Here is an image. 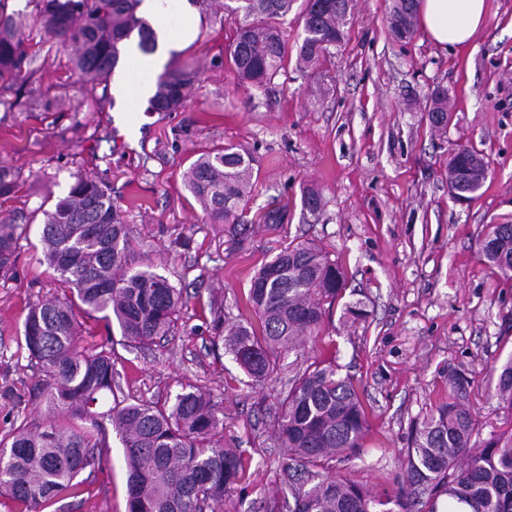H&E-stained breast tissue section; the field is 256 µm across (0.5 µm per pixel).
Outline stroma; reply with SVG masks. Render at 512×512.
<instances>
[{"label": "stroma", "mask_w": 512, "mask_h": 512, "mask_svg": "<svg viewBox=\"0 0 512 512\" xmlns=\"http://www.w3.org/2000/svg\"><path fill=\"white\" fill-rule=\"evenodd\" d=\"M389 7L354 0L330 60L289 68L266 91L240 88L225 62L233 23L200 16L195 40L167 61H196L200 83L182 109L145 117L131 138L112 135L124 127L114 90L86 85L66 50L40 41L31 79L0 89V162L18 169L17 205L31 215L18 230L16 273L0 279V438L46 421L33 396L39 370L18 327L28 303L54 291L39 262L40 210L67 193L76 172L110 185L137 256L187 297L174 336L132 348L118 329L88 319L84 344L115 353L124 394L162 403L193 386L222 403L223 445L248 462L247 490L223 512L287 504L277 397L322 353L354 378L370 412L360 455L337 463V474L376 489L401 482L411 426L447 394L454 367L476 377L479 439L501 426L506 411L484 376L512 358V284L492 273L479 241L487 225L512 221V0H489L486 25L464 52L438 47L421 30L394 39ZM437 88L453 104L444 128L424 114ZM229 143L250 148L259 167L236 226L210 223L181 180L199 153ZM457 145L482 153L489 168L468 203L448 193V151ZM308 186L323 195L316 216L301 206ZM269 211L283 213L281 223L258 222ZM291 241L326 248L345 270V303L363 301L367 316L355 320L335 306L327 335L307 339L277 378L256 384L212 347L210 302L220 297L226 320L237 319L254 270ZM109 442V463L81 474V495L45 512H126L123 449L118 437Z\"/></svg>", "instance_id": "35a3bbf8"}]
</instances>
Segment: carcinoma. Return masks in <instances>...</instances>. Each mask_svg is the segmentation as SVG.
<instances>
[{
    "label": "carcinoma",
    "mask_w": 512,
    "mask_h": 512,
    "mask_svg": "<svg viewBox=\"0 0 512 512\" xmlns=\"http://www.w3.org/2000/svg\"><path fill=\"white\" fill-rule=\"evenodd\" d=\"M30 23L0 0V86L33 73L25 29L70 51L71 70L91 86L107 84L124 59L132 35L144 54L155 35L140 14L143 0H29ZM203 13L235 20L230 68L248 89H265L286 68L289 49L299 67L315 69L346 35L352 0H304L301 32L293 45L281 29L295 0H191ZM418 0H392L388 24L398 40L417 27ZM199 81V67L186 63L158 77L149 99L152 112H177ZM434 127L452 119L448 94L436 91L426 106ZM256 160L242 145L215 147L183 174L186 190L213 224H238L254 186ZM487 162L459 146L449 152L448 192L472 199L480 187L468 179ZM67 194L43 215L41 264L53 272L62 293L26 307L19 328L30 360L41 366L39 397L47 413L36 431L24 427L0 439V496L43 512L63 497H76L77 477L107 461V426L118 436L127 471V512H219L242 486L248 463L223 448L224 411L210 395L190 388L172 403L119 398L112 352L81 346L78 316L117 325L121 336L144 346L178 331L183 289L153 266L133 257L124 211L112 202L108 184L75 173ZM19 173L0 165V204L19 191ZM302 208L316 215L319 190L307 187ZM23 211L0 210V279L18 263L17 229ZM480 251L488 265L512 280V223L489 224ZM346 276L323 248L290 242L254 271L243 309L255 315L224 325L222 304L213 302L215 336L246 376L262 382L278 372L281 358L302 339L326 330V311L345 295ZM475 378L448 369V397L412 427L404 457V480L376 492L333 473L337 457L357 455L369 435L365 405L354 380L333 361L315 359L280 392L277 439L287 462L281 481L292 503L288 512H512V422L476 449L477 419L469 405ZM490 388L512 412V358L489 372Z\"/></svg>",
    "instance_id": "carcinoma-1"
}]
</instances>
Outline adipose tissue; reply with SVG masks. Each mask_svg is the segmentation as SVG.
<instances>
[{"mask_svg":"<svg viewBox=\"0 0 512 512\" xmlns=\"http://www.w3.org/2000/svg\"><path fill=\"white\" fill-rule=\"evenodd\" d=\"M419 22L430 40L441 47L468 49L482 31L487 0H420ZM143 14L156 34L157 48L149 55L134 52L119 73V89L127 111H137L153 93V75L169 52L178 51L194 39L199 22L192 0H143Z\"/></svg>","mask_w":512,"mask_h":512,"instance_id":"obj_1","label":"adipose tissue"}]
</instances>
